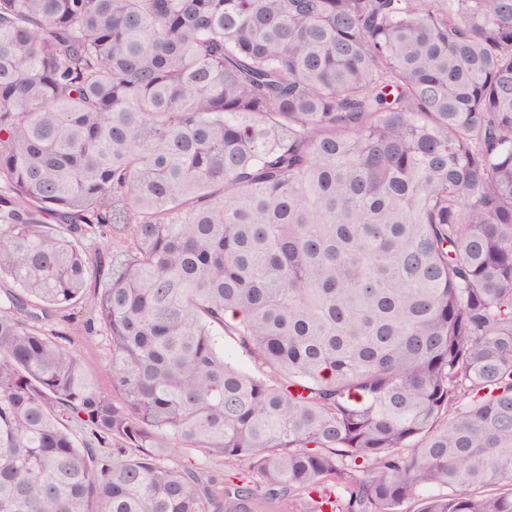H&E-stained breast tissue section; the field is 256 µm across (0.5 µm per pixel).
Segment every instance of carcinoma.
Wrapping results in <instances>:
<instances>
[{
	"mask_svg": "<svg viewBox=\"0 0 512 512\" xmlns=\"http://www.w3.org/2000/svg\"><path fill=\"white\" fill-rule=\"evenodd\" d=\"M2 279L0 512H512V0H0ZM88 307L58 311L44 328L48 333L59 334L57 340L76 348L90 367L93 379L104 392H112V378L104 371L108 359V341L104 333H89L86 320ZM174 458L183 465L209 466L214 469L224 470L226 475L248 476L251 480H259L255 474H252L249 463L244 460H227L224 463V460L221 458H208L197 451L182 452Z\"/></svg>",
	"mask_w": 512,
	"mask_h": 512,
	"instance_id": "cac0c4a2",
	"label": "carcinoma"
}]
</instances>
